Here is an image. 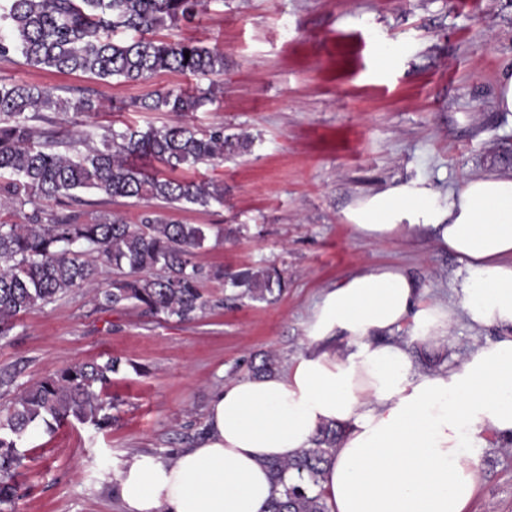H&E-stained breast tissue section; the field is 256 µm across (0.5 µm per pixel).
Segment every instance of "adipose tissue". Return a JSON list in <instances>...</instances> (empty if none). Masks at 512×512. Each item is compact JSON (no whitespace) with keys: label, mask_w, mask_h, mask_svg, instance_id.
<instances>
[{"label":"adipose tissue","mask_w":512,"mask_h":512,"mask_svg":"<svg viewBox=\"0 0 512 512\" xmlns=\"http://www.w3.org/2000/svg\"><path fill=\"white\" fill-rule=\"evenodd\" d=\"M343 215L370 242L427 233L464 272L457 304L423 300L393 266L326 289L308 347L283 373L217 388L204 436L173 460L124 461L123 512H262L275 490L266 461L294 458L329 424L344 429L320 478L330 512H466L478 447L491 434L512 441V173L444 192L418 176L359 196ZM460 312L504 336L448 369L419 371L397 333L431 344Z\"/></svg>","instance_id":"1"}]
</instances>
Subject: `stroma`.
<instances>
[{"label": "stroma", "mask_w": 512, "mask_h": 512, "mask_svg": "<svg viewBox=\"0 0 512 512\" xmlns=\"http://www.w3.org/2000/svg\"><path fill=\"white\" fill-rule=\"evenodd\" d=\"M155 38L192 41L224 53V73L162 71L145 84L63 75L0 60V81L51 85L64 99L91 98L89 128L160 127L170 112H135L124 102L150 89L215 85L217 100L188 113L199 129L248 131L249 153L186 170L224 183V202L177 211L186 224L223 228L196 260L222 271L204 295L223 300L191 322L102 309L72 290L21 314L0 338V410L18 393L78 361L120 359L104 390L116 403L104 429L70 422L24 443L12 503L0 512H119L115 475L135 452L172 457L184 435L205 427L221 384L249 376L251 361L288 365L306 348L305 324L326 288L351 273L405 268L426 298L455 300L458 261L420 233L382 243L343 219L356 197L421 176L439 189L480 172H512V113L496 108L498 79L512 67V0H207L193 22ZM396 55L383 59L387 46ZM276 266L288 287L272 302L237 299L232 273ZM460 318L441 344L410 341L443 364L460 363L499 336ZM469 512H512V444L488 439Z\"/></svg>", "instance_id": "stroma-1"}]
</instances>
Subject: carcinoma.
<instances>
[{
	"label": "carcinoma",
	"mask_w": 512,
	"mask_h": 512,
	"mask_svg": "<svg viewBox=\"0 0 512 512\" xmlns=\"http://www.w3.org/2000/svg\"><path fill=\"white\" fill-rule=\"evenodd\" d=\"M203 6L204 0H0V59L18 52L32 66L122 83H142L161 71L221 75L222 51L149 36L160 27L194 21ZM119 30L137 36L116 42L112 34ZM214 98L212 84L191 91L157 89L129 106L183 115ZM96 110L85 97L69 105L51 86L0 82V172L12 175L0 183V205L30 207L27 223L0 224L1 337L20 314L76 288L94 292L106 308L131 303L180 322L210 307L200 285L214 272L195 262L208 240L207 227L184 224L158 209L224 204V183L175 173L247 152L250 135H226L222 126L200 131L184 122L145 130L104 127L99 133L60 121L69 111L90 115ZM138 160L156 162L162 170L150 172ZM89 191L114 202L144 203L138 223H128L116 211L49 213L44 208L45 201L59 196L92 206L81 197ZM104 265L115 274L105 285ZM230 281L242 288L239 297L261 301L288 287L274 266L238 272ZM120 364L109 358L67 366L24 389L0 415L1 505L14 496L12 479L22 462L18 448L31 432L70 420L98 428L112 422L114 404L100 390ZM342 436V427L328 425L297 458L269 463L278 490L264 512H329L325 494L315 487Z\"/></svg>",
	"instance_id": "1"
}]
</instances>
